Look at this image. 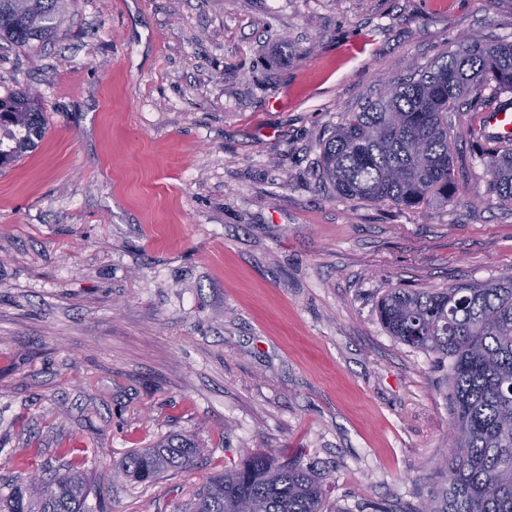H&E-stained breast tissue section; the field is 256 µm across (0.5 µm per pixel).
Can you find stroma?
<instances>
[{"instance_id":"1","label":"stroma","mask_w":512,"mask_h":512,"mask_svg":"<svg viewBox=\"0 0 512 512\" xmlns=\"http://www.w3.org/2000/svg\"><path fill=\"white\" fill-rule=\"evenodd\" d=\"M512 41V0H68L54 40L0 49L45 136L0 168V485L87 450L89 512H184L267 453L324 512H416L450 456L448 364L382 326L390 288L512 279L492 144L457 141L459 190L406 210L321 180V145L380 83L462 35ZM193 469L135 483L171 434ZM201 452L197 441L186 435H173L129 454L121 474L140 483H149L169 472L194 467Z\"/></svg>"}]
</instances>
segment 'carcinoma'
Returning a JSON list of instances; mask_svg holds the SVG:
<instances>
[{"mask_svg":"<svg viewBox=\"0 0 512 512\" xmlns=\"http://www.w3.org/2000/svg\"><path fill=\"white\" fill-rule=\"evenodd\" d=\"M65 0H0V41L29 47L52 40ZM489 87L512 92V42L466 35L452 53L418 74L386 84L357 111L344 113L321 148L322 177L350 201L418 208L458 191L452 151L458 138L481 137L456 127L448 113L474 104ZM32 90L0 99V166L24 156L46 133ZM487 192L512 207V147L485 161ZM386 331L402 343L449 360L450 461L443 462L437 497L417 512H512V280L482 286L411 290L391 288L377 305ZM28 444L14 460L20 474L0 489V512H85V460L65 471L25 474ZM197 441L173 435L129 454L121 474L140 483L188 470ZM186 512H323L322 486L297 464L248 454L233 469L212 474Z\"/></svg>","mask_w":512,"mask_h":512,"instance_id":"carcinoma-1","label":"carcinoma"}]
</instances>
